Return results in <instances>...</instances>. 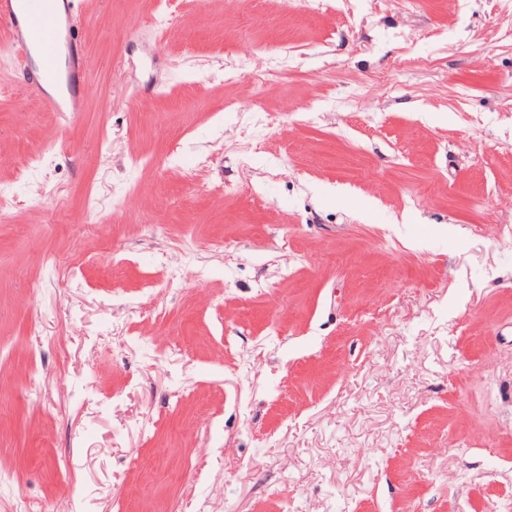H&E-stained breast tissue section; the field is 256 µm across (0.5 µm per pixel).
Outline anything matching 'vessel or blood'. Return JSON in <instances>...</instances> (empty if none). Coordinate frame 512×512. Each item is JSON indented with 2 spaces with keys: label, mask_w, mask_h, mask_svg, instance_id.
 <instances>
[{
  "label": "vessel or blood",
  "mask_w": 512,
  "mask_h": 512,
  "mask_svg": "<svg viewBox=\"0 0 512 512\" xmlns=\"http://www.w3.org/2000/svg\"><path fill=\"white\" fill-rule=\"evenodd\" d=\"M60 0H0V26L7 31L23 61L34 62L37 91L46 92L53 111H82L79 84L82 49L70 30L72 8Z\"/></svg>",
  "instance_id": "vessel-or-blood-1"
}]
</instances>
